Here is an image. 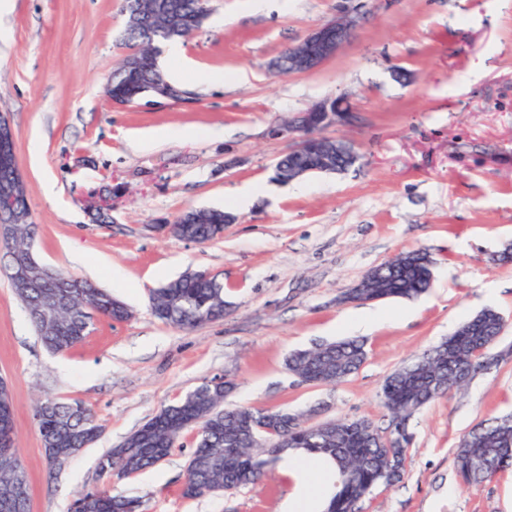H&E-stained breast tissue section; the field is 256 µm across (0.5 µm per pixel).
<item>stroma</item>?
Instances as JSON below:
<instances>
[{
    "label": "stroma",
    "mask_w": 512,
    "mask_h": 512,
    "mask_svg": "<svg viewBox=\"0 0 512 512\" xmlns=\"http://www.w3.org/2000/svg\"><path fill=\"white\" fill-rule=\"evenodd\" d=\"M362 17L351 42L319 70L280 76L269 61L346 4ZM0 16V111L15 133L19 171L45 265L94 281L129 309L95 320L74 348L48 351L0 271V376L14 397L31 512H70L78 491L109 489L144 512H282L293 480L279 464L262 481L190 498L183 489L193 434L155 467L124 479L98 469L161 408L205 380L232 379L226 406L288 409L308 422L367 418L386 426L384 379L491 308L505 320L499 361L410 418L405 475L359 512H512V469L464 484L454 450L480 423L512 413V11L499 0H210L204 28L161 59L189 102L151 96L116 107L104 86L128 54L123 0H12ZM414 75L394 79L395 69ZM220 81H212V74ZM341 95L350 123L328 128L362 155L342 175L282 182L276 160L296 143L291 116ZM212 126L221 138L207 136ZM167 127L194 137L163 139ZM264 192L231 206L228 189ZM112 206L96 220V203ZM230 208L224 235L198 244L168 232L187 209ZM418 249L434 282L418 297L368 303L383 321L364 333L367 359L335 386L290 374L296 350L349 337L359 311L341 295L370 268ZM189 271L224 284V319L182 331L157 320L152 289ZM77 399L99 438L61 467L47 460L32 403Z\"/></svg>",
    "instance_id": "obj_1"
}]
</instances>
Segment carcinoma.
Instances as JSON below:
<instances>
[{
  "label": "carcinoma",
  "mask_w": 512,
  "mask_h": 512,
  "mask_svg": "<svg viewBox=\"0 0 512 512\" xmlns=\"http://www.w3.org/2000/svg\"><path fill=\"white\" fill-rule=\"evenodd\" d=\"M126 44L136 49L145 43L166 45L201 29L208 16L198 0H125ZM183 89L171 83L161 70L158 56H147L139 65L121 62L112 71V97L131 104L143 96L168 95L179 99ZM357 166L345 150L335 156L326 173H345ZM13 208L0 211V222L12 220L15 211L29 210L25 188L15 184ZM234 216L222 209H190L171 225L174 236L195 243L218 238ZM36 225L18 227L14 252L21 254L33 238ZM433 285V269L427 253L410 250L376 266L368 288H351V301L410 299ZM32 313L50 297L63 300L54 319L45 322L30 317L42 343L60 353L81 343L94 329L96 316L123 321L127 306L89 281L55 272L38 276L28 288L16 291ZM152 314L166 325L192 330L224 318V286L217 279L205 280L189 273L151 291ZM503 328L497 314L485 309L462 323L448 339L432 351L391 373L382 386L383 405L390 423H402L434 399L429 390L436 381L449 389L456 385L458 369L480 364L477 350L492 347ZM364 341L344 338L297 350L286 359V369L311 385H336L364 364ZM234 382L215 376L177 404L162 408L122 443V455L112 451L102 457L100 471L125 477L155 466L169 454L185 431L196 430L195 448L188 462L184 495L202 496L231 492L258 483L266 467L287 451H300L311 458L329 459L336 468L335 491L325 512H356V503L380 484L401 479L409 440L381 430L369 419H346L309 425L286 410L226 409L224 397ZM36 427L45 448H68L75 455L95 441L100 426L94 412L79 400L61 401L45 395L36 401ZM0 422H13V395L0 385ZM454 465L468 483H481L512 465V416L496 418L469 432L456 448ZM15 493V507L5 512H31L27 472L20 460L16 437L8 446L0 444V494ZM84 512H140V500L101 490H84L73 505Z\"/></svg>",
  "instance_id": "1"
}]
</instances>
